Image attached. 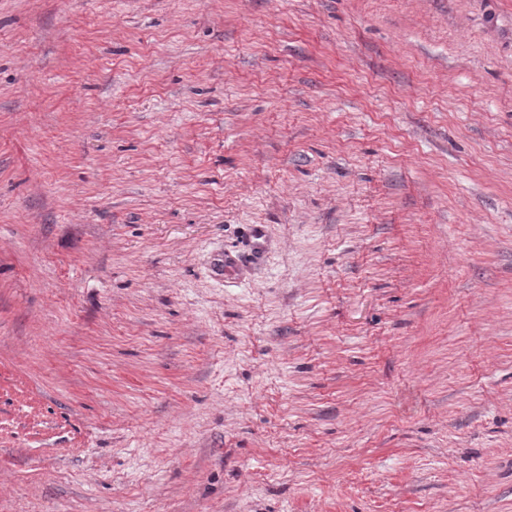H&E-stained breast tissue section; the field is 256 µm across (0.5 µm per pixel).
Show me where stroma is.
Returning a JSON list of instances; mask_svg holds the SVG:
<instances>
[{"mask_svg": "<svg viewBox=\"0 0 512 512\" xmlns=\"http://www.w3.org/2000/svg\"><path fill=\"white\" fill-rule=\"evenodd\" d=\"M0 512H512V0H0Z\"/></svg>", "mask_w": 512, "mask_h": 512, "instance_id": "35a3bbf8", "label": "stroma"}]
</instances>
